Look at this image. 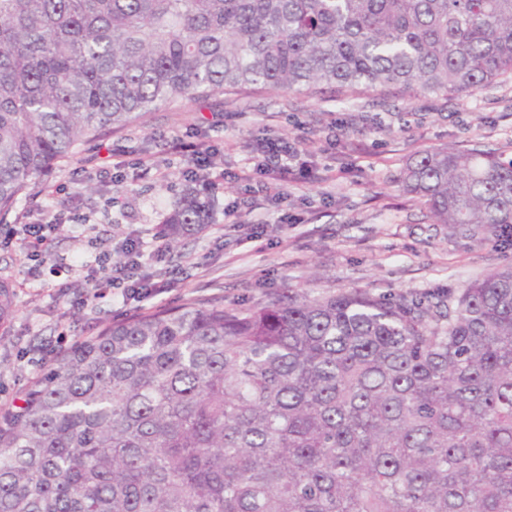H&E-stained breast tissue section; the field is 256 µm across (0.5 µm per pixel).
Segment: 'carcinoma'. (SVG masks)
<instances>
[{
    "label": "carcinoma",
    "instance_id": "cac0c4a2",
    "mask_svg": "<svg viewBox=\"0 0 512 512\" xmlns=\"http://www.w3.org/2000/svg\"><path fill=\"white\" fill-rule=\"evenodd\" d=\"M512 77V0H0V224L178 99L471 94ZM437 224L512 227V156L425 151ZM187 188L168 240L209 223ZM14 314L0 280V330ZM0 416V512H512V267L447 299L189 298L62 352Z\"/></svg>",
    "mask_w": 512,
    "mask_h": 512
}]
</instances>
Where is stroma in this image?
Wrapping results in <instances>:
<instances>
[{
  "label": "stroma",
  "mask_w": 512,
  "mask_h": 512,
  "mask_svg": "<svg viewBox=\"0 0 512 512\" xmlns=\"http://www.w3.org/2000/svg\"><path fill=\"white\" fill-rule=\"evenodd\" d=\"M175 135L210 145V171L224 176L211 224L167 253L166 293L140 302L108 294L77 306L85 291L81 268L95 260L92 238L117 248L149 234L186 185L187 163L170 143ZM273 139L299 151L285 182L260 166V150ZM109 146L125 151L128 168L107 162ZM446 147L512 153V80L453 98L397 89L345 99L330 91L248 90L161 105L104 135L58 162L8 218L15 224L27 213L41 222L57 213L85 220L59 228L45 264L0 249V277L14 284V315L0 335V398L21 399L67 342L189 298L248 307L290 289H360L434 299L512 266L511 243L434 223L406 192L410 159Z\"/></svg>",
  "instance_id": "1"
}]
</instances>
